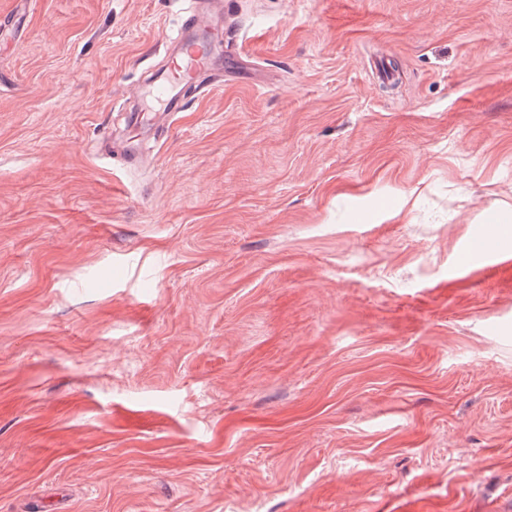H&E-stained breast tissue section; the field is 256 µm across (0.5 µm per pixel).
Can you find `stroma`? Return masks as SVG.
<instances>
[{"instance_id":"1","label":"stroma","mask_w":512,"mask_h":512,"mask_svg":"<svg viewBox=\"0 0 512 512\" xmlns=\"http://www.w3.org/2000/svg\"><path fill=\"white\" fill-rule=\"evenodd\" d=\"M199 0L0 31V512H512V0ZM211 16L199 10L185 22L181 35L172 43L170 61L163 71L153 75L152 82L136 88L141 101L162 103L164 112H182L186 101L182 94L186 87H199L202 75L211 71L216 49L209 47L205 36L211 29Z\"/></svg>"}]
</instances>
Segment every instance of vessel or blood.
Wrapping results in <instances>:
<instances>
[{"label":"vessel or blood","instance_id":"b4317fda","mask_svg":"<svg viewBox=\"0 0 512 512\" xmlns=\"http://www.w3.org/2000/svg\"><path fill=\"white\" fill-rule=\"evenodd\" d=\"M211 27L208 12L192 14L174 42L166 69L155 74L150 84L138 86L137 98L163 104L168 112L182 111L186 105L184 88L199 86L201 76L212 69L215 50L205 42Z\"/></svg>","mask_w":512,"mask_h":512}]
</instances>
